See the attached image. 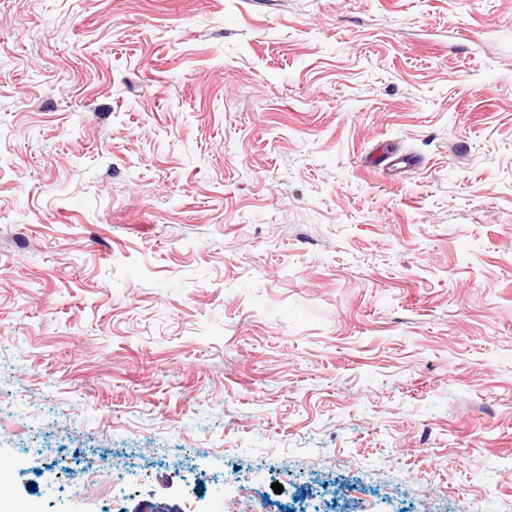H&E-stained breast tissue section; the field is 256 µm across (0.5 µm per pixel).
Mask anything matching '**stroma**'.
<instances>
[{"instance_id":"1","label":"stroma","mask_w":512,"mask_h":512,"mask_svg":"<svg viewBox=\"0 0 512 512\" xmlns=\"http://www.w3.org/2000/svg\"><path fill=\"white\" fill-rule=\"evenodd\" d=\"M1 462L0 512L512 504V0H0Z\"/></svg>"}]
</instances>
